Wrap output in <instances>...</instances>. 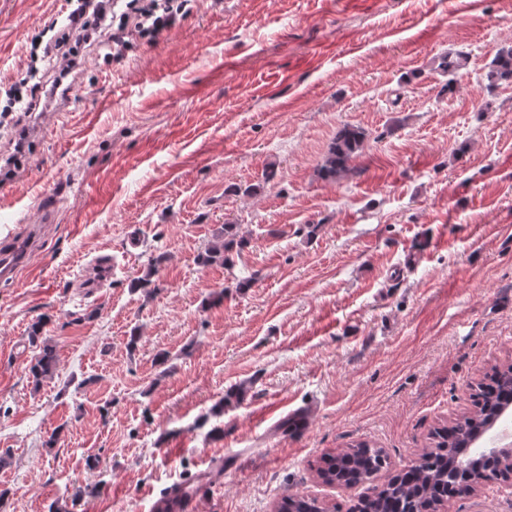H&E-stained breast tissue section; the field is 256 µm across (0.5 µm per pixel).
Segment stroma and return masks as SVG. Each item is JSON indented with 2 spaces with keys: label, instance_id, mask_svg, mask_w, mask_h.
Instances as JSON below:
<instances>
[{
  "label": "stroma",
  "instance_id": "1",
  "mask_svg": "<svg viewBox=\"0 0 512 512\" xmlns=\"http://www.w3.org/2000/svg\"><path fill=\"white\" fill-rule=\"evenodd\" d=\"M65 7L0 0V81L27 77ZM509 47L512 0H195L122 62L89 54L69 99L13 113L0 153L25 149L0 181V239L44 208L55 222L30 271L0 280V512H151L212 464L194 512L291 494L348 512L431 450L512 363V83L486 81ZM448 52L466 56L451 92ZM346 124L364 148L323 181ZM228 222L249 240L235 268L198 264ZM162 252L154 291L131 289ZM101 254L111 278L82 287ZM43 316L58 362L36 385ZM219 401L217 435L201 416ZM358 443L387 467L323 483L324 455ZM448 512H512V490Z\"/></svg>",
  "mask_w": 512,
  "mask_h": 512
}]
</instances>
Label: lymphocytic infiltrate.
<instances>
[{"mask_svg":"<svg viewBox=\"0 0 512 512\" xmlns=\"http://www.w3.org/2000/svg\"><path fill=\"white\" fill-rule=\"evenodd\" d=\"M63 25L39 42L41 60L50 62L53 76L32 83L0 85L4 112L16 104L40 112L46 100L67 97L81 72L87 51L119 60L140 42L157 41L183 16L186 0H69Z\"/></svg>","mask_w":512,"mask_h":512,"instance_id":"obj_1","label":"lymphocytic infiltrate"}]
</instances>
